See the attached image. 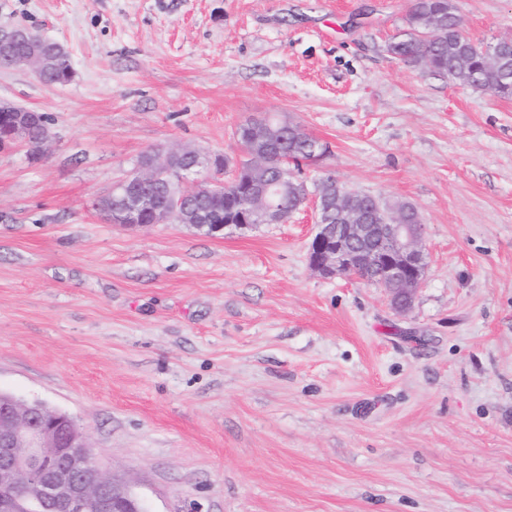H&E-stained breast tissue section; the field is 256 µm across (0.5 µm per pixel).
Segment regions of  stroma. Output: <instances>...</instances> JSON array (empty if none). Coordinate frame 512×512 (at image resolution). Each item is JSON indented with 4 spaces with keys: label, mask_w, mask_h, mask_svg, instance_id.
I'll use <instances>...</instances> for the list:
<instances>
[{
    "label": "stroma",
    "mask_w": 512,
    "mask_h": 512,
    "mask_svg": "<svg viewBox=\"0 0 512 512\" xmlns=\"http://www.w3.org/2000/svg\"><path fill=\"white\" fill-rule=\"evenodd\" d=\"M476 44L512 0H456ZM409 0H0L61 42L39 150L0 152V392L70 415L145 512H512V99L392 58ZM272 113L307 167L426 226L411 308L309 264L313 214L206 235L96 205L155 150L239 151ZM44 51L49 60L45 70L36 72L38 79L47 85H59L70 81L73 68L70 54L65 46L53 41L50 46H45Z\"/></svg>",
    "instance_id": "1"
}]
</instances>
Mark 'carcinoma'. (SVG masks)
<instances>
[{"mask_svg": "<svg viewBox=\"0 0 512 512\" xmlns=\"http://www.w3.org/2000/svg\"><path fill=\"white\" fill-rule=\"evenodd\" d=\"M409 30L386 44V52L407 63L421 64L434 75L451 79L463 86L481 89L500 98H512V50H506L505 59L490 66L484 61L479 48L461 32L462 18L452 0H410ZM48 56L47 68L37 73L47 85H59L71 80L73 68L65 46L57 41L44 48ZM267 136L257 140L239 139L243 150L257 151L273 148L267 182L270 204L284 214L295 207L296 199L287 184L293 182L294 171L307 159L318 140L307 135L297 125L276 115ZM245 203V189L240 183H230L224 193L213 194L203 190L182 213L181 223L194 220L201 214L207 224H222Z\"/></svg>", "mask_w": 512, "mask_h": 512, "instance_id": "carcinoma-1", "label": "carcinoma"}]
</instances>
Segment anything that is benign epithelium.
<instances>
[{
    "instance_id": "obj_1",
    "label": "benign epithelium",
    "mask_w": 512,
    "mask_h": 512,
    "mask_svg": "<svg viewBox=\"0 0 512 512\" xmlns=\"http://www.w3.org/2000/svg\"><path fill=\"white\" fill-rule=\"evenodd\" d=\"M19 27L0 31V53L12 57L17 66L34 65L32 57L14 55L20 42ZM7 111L9 141L29 144L42 114L3 102ZM271 154L254 152L231 166L224 156L207 157L204 165L219 176L238 179L249 165L259 171L266 168ZM145 169L120 181L114 191L121 193L127 223L141 226L144 211L151 212V223L178 218L195 191L180 184L194 166L171 160V154H154ZM303 202L312 206L315 231L309 246L311 267L325 277H356L385 288L392 306L410 308L418 288L422 287L427 267L424 225L397 224L389 215L376 224H331L327 215H344L340 199L336 208L326 207L320 194L309 193L300 180ZM266 186L254 181L242 213L227 224H215L209 234H221L227 228L247 229L256 224H278L281 219L265 204ZM0 489L21 491L19 498L4 501L0 508L12 512L17 501L35 506L37 512H142L139 499L128 484L119 483L113 474L97 463L83 431L67 414L38 402L20 410L14 397H0Z\"/></svg>"
}]
</instances>
